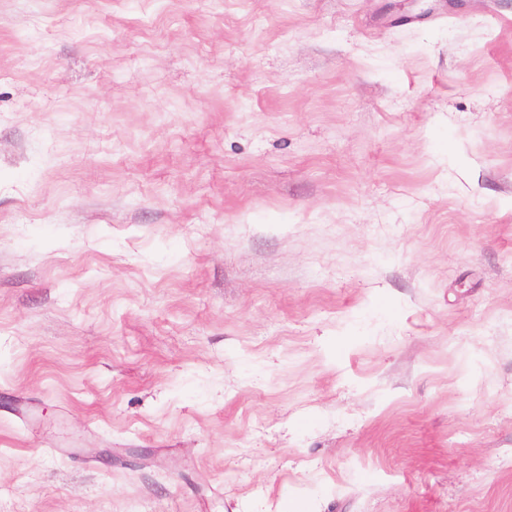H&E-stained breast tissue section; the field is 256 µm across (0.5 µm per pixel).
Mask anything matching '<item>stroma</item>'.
I'll use <instances>...</instances> for the list:
<instances>
[{"mask_svg": "<svg viewBox=\"0 0 512 512\" xmlns=\"http://www.w3.org/2000/svg\"><path fill=\"white\" fill-rule=\"evenodd\" d=\"M0 512H512V0H0Z\"/></svg>", "mask_w": 512, "mask_h": 512, "instance_id": "35a3bbf8", "label": "stroma"}]
</instances>
